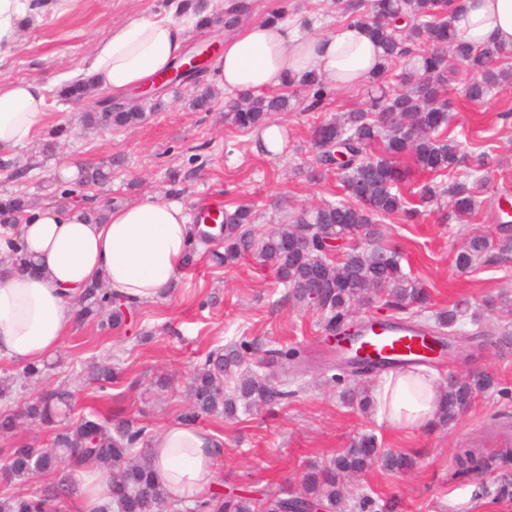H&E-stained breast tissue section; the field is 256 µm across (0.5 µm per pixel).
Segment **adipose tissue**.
Instances as JSON below:
<instances>
[{"label":"adipose tissue","mask_w":512,"mask_h":512,"mask_svg":"<svg viewBox=\"0 0 512 512\" xmlns=\"http://www.w3.org/2000/svg\"><path fill=\"white\" fill-rule=\"evenodd\" d=\"M75 0H0V60L15 53L23 33L47 12L64 14ZM457 37L475 46L512 49V0H452ZM299 19L253 21L224 41L214 80L225 91L258 95L311 74L337 88L368 84L379 71L383 49L369 28L354 22L314 35ZM184 21L140 18L96 39L85 68L72 82L92 80L95 93H123L168 72L185 53ZM49 86L39 79L0 82V157L34 135L44 115ZM193 226L183 203L149 197L94 218L91 208H41L18 230L0 227V359L40 363L62 345L72 312L85 289L103 284L115 297L151 302L177 279ZM442 386L424 367L384 375L371 393L380 422L396 430L429 428L436 420ZM154 477L174 499L213 497L224 438L196 420H178L149 445ZM77 512H95L110 498L108 479L93 465L74 473Z\"/></svg>","instance_id":"ef3b65f1"}]
</instances>
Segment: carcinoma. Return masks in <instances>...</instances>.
<instances>
[{"instance_id": "1", "label": "carcinoma", "mask_w": 512, "mask_h": 512, "mask_svg": "<svg viewBox=\"0 0 512 512\" xmlns=\"http://www.w3.org/2000/svg\"><path fill=\"white\" fill-rule=\"evenodd\" d=\"M336 7L352 21L371 26L385 50L383 73L402 65L401 88L391 90L384 77L371 84L363 109L344 112L323 120L311 130L315 154L310 176L336 173L343 198L303 208L288 214L260 237L251 224L255 212L250 204L224 211V253L215 254L220 264L233 265L249 252H256L262 264L276 272L289 288V297L319 312L325 332L335 335L349 326L360 306L381 299L397 314L413 320L428 308L427 289L405 274L401 254L383 245L381 221L399 216L408 222L420 217L409 206L403 186L411 166L431 175L419 191L420 199L431 203L449 197L455 217L474 220L478 204L476 186L460 180L472 165L485 164L484 154L468 155L451 137L452 103L447 96L448 62L459 58L473 74L466 88L472 102H481L494 88L512 86V49L498 45L475 47L456 39L448 15V0H336ZM305 111H316L333 91L319 78L307 82ZM294 108L288 93L270 96H242L232 101L226 117L231 125L249 131L268 122L273 112ZM144 119L139 105H117L109 112H87L88 126L132 127ZM30 208L23 195L0 197V224L15 226ZM352 236L360 241L338 257L323 253L319 242L325 238ZM512 252V237L492 240L473 235L453 258L455 267L465 269L488 251ZM85 319H97L109 326L118 324L124 311L114 307L113 297L101 285L87 288L80 300ZM454 307L435 313L433 324L425 327L435 336L444 335L458 321ZM246 353L234 345L209 353L197 365L188 384L189 409L184 420L202 415L229 419L261 407L288 402L294 391L277 385L260 369L244 367ZM117 371L109 364H94L89 380L104 389ZM493 385L481 373L448 380L438 423L447 425L471 406L475 395ZM72 392L64 386L45 385L30 402L0 415V434L7 436L30 425L50 424L63 406H70ZM152 434L130 419L114 422L97 416H81L53 429L42 444H21L9 449V464L3 472L8 482H28L38 475L56 474L49 490L20 495H1L0 512H61V502L71 493L70 474L85 464L99 466L112 485V498L99 512H180L182 501L171 499L152 475L147 444ZM512 461V448L497 458L487 459L468 448L457 454L461 473H478L495 462ZM391 473L414 467L407 454L378 447L372 434H365L343 449L329 464L314 467L304 479L303 492L296 498L267 493L253 498L229 495L199 502L194 512H293L296 505L322 507L325 512H346V483L372 464Z\"/></svg>"}]
</instances>
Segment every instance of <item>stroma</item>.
<instances>
[{
    "label": "stroma",
    "mask_w": 512,
    "mask_h": 512,
    "mask_svg": "<svg viewBox=\"0 0 512 512\" xmlns=\"http://www.w3.org/2000/svg\"><path fill=\"white\" fill-rule=\"evenodd\" d=\"M287 9L300 16L304 32H320L346 23L332 0H248L243 21ZM167 0H79L62 16H47L26 31L18 50L0 61V80L39 78L50 82L46 114L33 139L0 162V194L26 195L32 208L130 204L165 194L169 173L181 177L180 200L189 216L201 209L256 207L254 229L264 233L280 223L287 208L339 199L335 175L310 179L314 153L311 128L336 113L361 107L366 92L340 90L317 112H277L273 122L288 131V142L275 158L258 154L250 133L224 120L225 95L216 90L209 111L191 105L193 87L170 84L152 97L141 124L134 127H85V106L58 95L61 75L84 68L93 41L113 26L138 17L165 16ZM468 71L448 73L454 102L453 134L462 148L487 155L475 172L480 218L458 223L448 198L427 204L414 224L387 223L385 245L398 248L404 272L427 288L431 299L420 321H431L441 309L461 308V320L450 333L452 347L434 364L440 378L448 374L484 373L492 387L476 395L471 407L448 426L397 431L344 401L343 393L374 387L376 377L360 381L331 361L330 336L315 310L294 303L276 273L256 255L236 265L217 264L222 240L199 245L192 265L184 267L160 299L136 305L113 330L99 321L75 324L61 349L46 358L45 380L67 386L74 394L72 416L93 410L113 419L131 418L156 433L181 419L187 408L189 377L205 354L217 347L245 342L258 350L288 347L299 362L275 370L276 381L295 389L283 405L238 414L207 416L202 423L224 438V459L218 467L224 493L254 497L276 492L300 493L303 478L314 465L328 464L362 434H374L382 447L411 455V471L395 475L372 467L359 480L385 512H512V463L474 476L455 472V456L474 448L483 456L498 455L512 431V254L490 251L480 264L461 270L452 258L474 234L512 236V223L495 219L496 202L512 187V89H494L485 101L465 97ZM111 168L103 187L64 180L70 164ZM26 178L14 179V170ZM110 360L121 377L99 397L83 375L94 360Z\"/></svg>",
    "instance_id": "1"
}]
</instances>
